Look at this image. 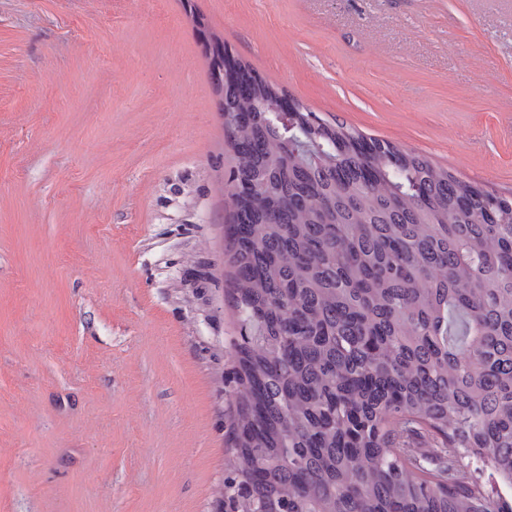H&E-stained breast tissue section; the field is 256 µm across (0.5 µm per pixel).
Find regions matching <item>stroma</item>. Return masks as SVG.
<instances>
[{"mask_svg":"<svg viewBox=\"0 0 512 512\" xmlns=\"http://www.w3.org/2000/svg\"><path fill=\"white\" fill-rule=\"evenodd\" d=\"M0 0V512H221L237 318L204 43L512 193V0Z\"/></svg>","mask_w":512,"mask_h":512,"instance_id":"obj_1","label":"stroma"}]
</instances>
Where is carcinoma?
Wrapping results in <instances>:
<instances>
[{
    "label": "carcinoma",
    "instance_id": "1",
    "mask_svg": "<svg viewBox=\"0 0 512 512\" xmlns=\"http://www.w3.org/2000/svg\"><path fill=\"white\" fill-rule=\"evenodd\" d=\"M206 46L233 151L224 225L233 512H512V196L346 123ZM431 441L435 464L414 446ZM472 470L475 471V475L479 478L480 484L487 492L495 496L499 493L507 499L509 497L512 499V489L509 490L507 487L501 486V482L498 477L496 475H491L492 470L489 466L478 461L473 464Z\"/></svg>",
    "mask_w": 512,
    "mask_h": 512
}]
</instances>
